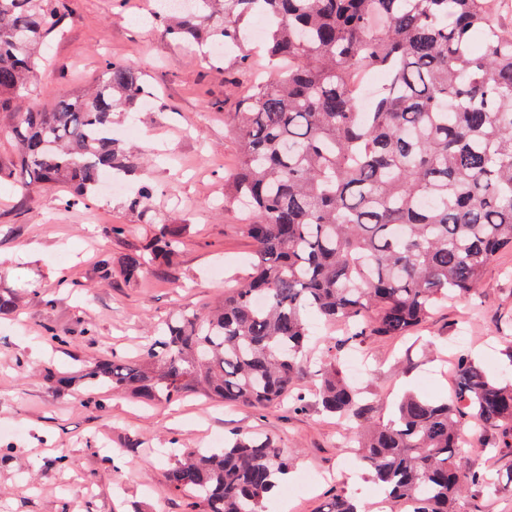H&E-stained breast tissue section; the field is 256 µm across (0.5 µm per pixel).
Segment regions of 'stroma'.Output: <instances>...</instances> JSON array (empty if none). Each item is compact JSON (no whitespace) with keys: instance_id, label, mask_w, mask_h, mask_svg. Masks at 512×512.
<instances>
[{"instance_id":"35a3bbf8","label":"stroma","mask_w":512,"mask_h":512,"mask_svg":"<svg viewBox=\"0 0 512 512\" xmlns=\"http://www.w3.org/2000/svg\"><path fill=\"white\" fill-rule=\"evenodd\" d=\"M156 5L69 0L66 32L53 42L27 97L30 107L52 108L96 80L107 58L142 67L158 106L117 113L112 132L145 157L140 178L153 188L150 204H133L130 183L125 192L67 209L64 187L27 198L0 180V288L22 279L33 286L15 314L0 316V426L13 431L5 439L9 452L0 457V512H185L183 499L166 491L171 444L203 448L211 436L236 433L270 439L294 459L281 489L265 502L268 512H319L339 488L372 505L381 490L359 469L343 425L320 409L314 374L298 384L307 400L299 412L284 402L258 409L203 396L145 405L118 390L104 391L98 407L73 380L88 362L136 357L159 322L213 304L252 271L254 243L236 204L224 201L239 142L228 109L213 103L234 101L253 74L272 79L276 72L261 55L253 72L238 71L232 52L222 68L211 67L199 51L165 38L149 19ZM114 224L125 225L123 236L110 234ZM162 224L186 227L172 265L147 269L135 281L98 277L99 255L117 261L146 250ZM63 276L72 287L60 286ZM47 325L71 331L75 345L46 343ZM87 325L92 332L85 336ZM461 352L495 368L512 365L510 248L487 267L476 294L433 309L408 336L364 339L367 369L359 384L376 420L390 421L408 390L447 398ZM47 364L71 385L52 387L40 373ZM485 441L467 450L463 465L511 471L512 439L490 432Z\"/></svg>"}]
</instances>
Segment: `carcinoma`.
Here are the masks:
<instances>
[{"label":"carcinoma","instance_id":"cac0c4a2","mask_svg":"<svg viewBox=\"0 0 512 512\" xmlns=\"http://www.w3.org/2000/svg\"><path fill=\"white\" fill-rule=\"evenodd\" d=\"M67 16L66 0H0V110L16 115L7 136L20 169L0 167V179L24 195L62 184L69 207L98 193L101 174L136 173L112 138L113 114L150 90L141 70L107 59L92 88L51 112L23 109L41 51ZM255 16L281 72L236 102L242 162L224 188V201L249 206L253 272L219 305L167 321L140 358L85 366L90 390L142 402L201 393L255 408L286 398L301 411L309 318L342 326L352 344L406 336L437 305L473 293L512 248V0H190L158 23L191 48L237 50L245 72L243 23ZM184 232L160 225L150 255L123 258L124 278L172 264ZM20 298L0 290V315ZM44 334L72 343L65 329L46 325ZM342 361L337 346L318 362L319 404L350 424L366 473L412 512H466L465 494L492 482L460 460L482 432L512 429V374L459 354L451 398L408 393L381 425ZM169 460L166 490L189 512L200 503L265 512L290 470L272 442L242 434L222 448H172ZM492 484L512 492V472ZM326 512L360 510L337 493Z\"/></svg>","mask_w":512,"mask_h":512}]
</instances>
